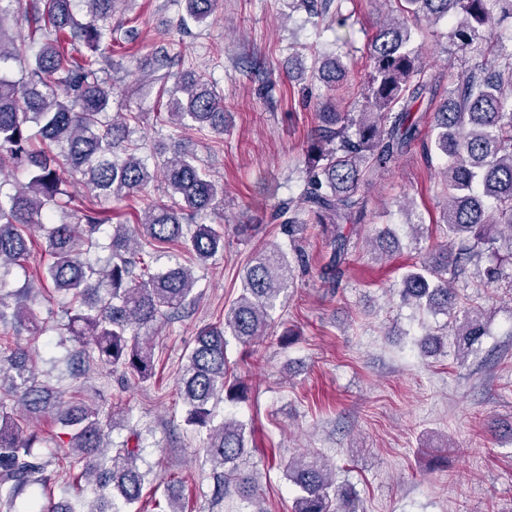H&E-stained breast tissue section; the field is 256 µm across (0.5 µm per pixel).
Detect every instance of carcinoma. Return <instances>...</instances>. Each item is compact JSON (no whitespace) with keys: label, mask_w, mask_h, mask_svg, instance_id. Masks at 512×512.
I'll use <instances>...</instances> for the list:
<instances>
[{"label":"carcinoma","mask_w":512,"mask_h":512,"mask_svg":"<svg viewBox=\"0 0 512 512\" xmlns=\"http://www.w3.org/2000/svg\"><path fill=\"white\" fill-rule=\"evenodd\" d=\"M0 0V174L21 170L28 181L13 193L0 190V502L13 505L35 487L49 489L54 473L79 470L95 500L84 512H137L145 487L157 477L141 470L140 428L119 407L108 411L80 401L81 392L61 391L41 380L30 350L11 346L8 336L46 331L31 305L42 289L12 290L6 277L25 267L35 233L42 234L50 262L36 280L71 299L67 322L58 328L55 347L71 343L79 354L52 360L74 379L82 374L86 349L96 364L135 383L155 376L156 359L147 329L195 306L193 270L178 262L153 268L166 250L183 245L196 265H206L224 250V234L211 224H192L195 216L223 206L224 186L198 166L188 150L159 159L140 154L130 140L131 112L109 114L114 87L104 76L113 65L112 43L129 38L112 28L120 0ZM320 22L346 25L331 13L333 0H298ZM216 0H185L187 16L200 23ZM399 15L377 23L370 38L371 71L361 92L360 112L324 108L307 149L299 192L274 215L281 221L294 256L265 244L244 269L241 292L224 326L201 328L181 367L178 391L184 423L206 435L203 452L210 463L215 497L235 492L259 500L254 479L238 470L247 452L246 424L219 415L217 402L246 400L248 385L228 358L226 335L244 348L259 344L270 329L281 293L294 282L304 259L296 243L309 224L331 225L330 252L321 277L331 287L343 278L351 237L345 225L366 214L365 190L373 174L402 157L418 141L428 162L440 161L445 191L442 216L448 245L425 252L399 281L401 299L419 310L451 319L456 360H463L486 335L484 309L453 287L469 267L479 270L480 286L508 280L512 288V37L497 35L498 21L512 19V0H397ZM33 12L32 56L20 59L5 22L19 10ZM451 23L448 37L469 56L448 92L423 67L413 30L423 21ZM83 39L89 52L72 53L63 43ZM17 62L25 77L8 76ZM168 122L192 123L199 131L224 133V101L203 74L186 73L164 88ZM80 176L88 191L79 214L64 188L61 172ZM163 174L168 201L152 200L134 225L112 226L106 259L88 257L108 218L101 199H125L144 192ZM508 243L500 255L499 242ZM53 414L69 437L61 446L27 422ZM127 429L123 441L112 430ZM48 452L39 453L37 449ZM296 488L291 512H356L353 500L334 487L332 468L318 455L300 454L284 464Z\"/></svg>","instance_id":"carcinoma-1"}]
</instances>
